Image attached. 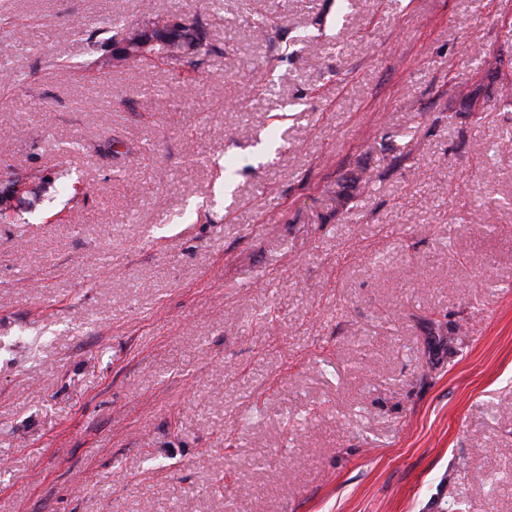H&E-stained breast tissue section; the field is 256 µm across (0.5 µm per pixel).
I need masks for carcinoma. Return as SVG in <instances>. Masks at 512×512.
I'll use <instances>...</instances> for the list:
<instances>
[{"instance_id": "cac0c4a2", "label": "carcinoma", "mask_w": 512, "mask_h": 512, "mask_svg": "<svg viewBox=\"0 0 512 512\" xmlns=\"http://www.w3.org/2000/svg\"><path fill=\"white\" fill-rule=\"evenodd\" d=\"M112 23L122 30V41L126 43L124 59L137 66L155 60L175 63L193 54L201 45L203 37L200 24L196 21L189 24L183 32L160 39H153L116 18L112 19Z\"/></svg>"}]
</instances>
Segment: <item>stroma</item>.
Wrapping results in <instances>:
<instances>
[{"label": "stroma", "mask_w": 512, "mask_h": 512, "mask_svg": "<svg viewBox=\"0 0 512 512\" xmlns=\"http://www.w3.org/2000/svg\"><path fill=\"white\" fill-rule=\"evenodd\" d=\"M117 16L200 21L197 67ZM1 39L0 512H512V0H0ZM112 23L122 30V41L126 43L124 59L137 66L155 60H167L176 64L181 58H186L197 52L203 37L200 24L197 21L189 24L182 33L160 39H153L142 34L135 27L126 25L123 20L118 21L114 18Z\"/></svg>", "instance_id": "1"}]
</instances>
